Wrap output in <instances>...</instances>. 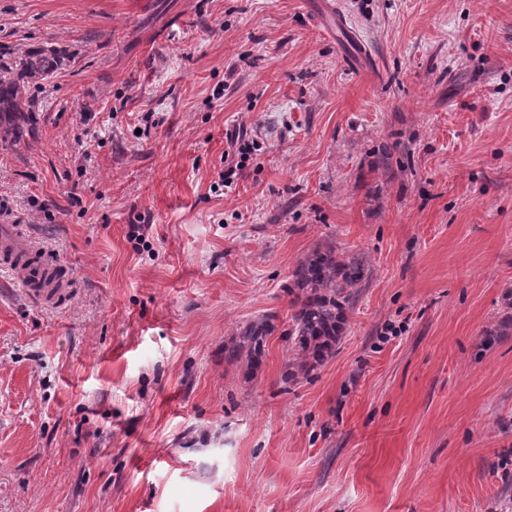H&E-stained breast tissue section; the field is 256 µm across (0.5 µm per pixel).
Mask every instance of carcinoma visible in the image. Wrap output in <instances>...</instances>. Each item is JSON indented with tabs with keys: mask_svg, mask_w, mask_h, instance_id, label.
<instances>
[{
	"mask_svg": "<svg viewBox=\"0 0 512 512\" xmlns=\"http://www.w3.org/2000/svg\"><path fill=\"white\" fill-rule=\"evenodd\" d=\"M70 60L67 50L53 45L0 44V143L14 145L32 133L39 93ZM357 258L336 248H315L300 258L288 279L290 296L288 370L285 382L306 378L336 350L346 330L347 314L368 279ZM275 316L256 319L224 344L229 365L254 373L260 368Z\"/></svg>",
	"mask_w": 512,
	"mask_h": 512,
	"instance_id": "cac0c4a2",
	"label": "carcinoma"
}]
</instances>
